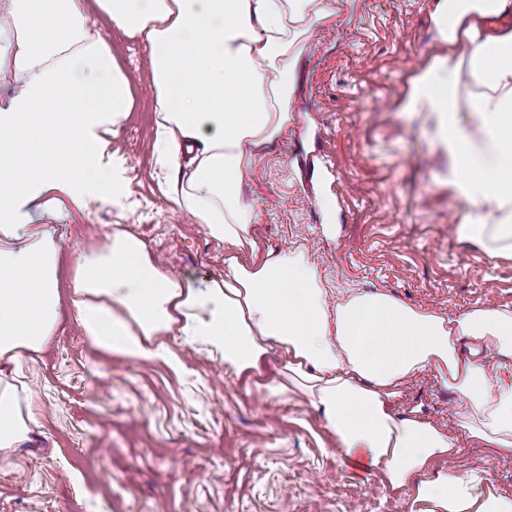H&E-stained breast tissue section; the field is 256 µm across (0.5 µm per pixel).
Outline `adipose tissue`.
Segmentation results:
<instances>
[{"label":"adipose tissue","mask_w":512,"mask_h":512,"mask_svg":"<svg viewBox=\"0 0 512 512\" xmlns=\"http://www.w3.org/2000/svg\"><path fill=\"white\" fill-rule=\"evenodd\" d=\"M114 25L143 42L156 76L157 161L166 198L208 235L224 241V274L206 284L166 272L145 245L121 230L80 254L68 300L96 346L132 360L177 363L160 337L205 346L236 374L261 373L272 350L286 378L307 392L341 452L363 454L392 489L412 487L409 512H512V497L473 471L436 469L455 455L446 433L399 416L403 385L433 369L463 400L471 438L512 458V380L476 356L469 340L512 359V310L484 306L455 319L407 306L379 290L338 298L324 288L303 248L254 249L255 204L243 195L256 158L292 122L298 58L333 0H97ZM512 0H439L440 37L462 50L418 73L402 104L435 128L448 157L445 180L468 210V235L492 256L512 253V29L464 27L472 16L503 15ZM477 91L464 103L462 73ZM0 451L31 440L7 373L40 351L61 317L58 237L46 217L63 201L88 208L119 181L110 135L128 109L127 79L95 37L83 0H0Z\"/></svg>","instance_id":"1"}]
</instances>
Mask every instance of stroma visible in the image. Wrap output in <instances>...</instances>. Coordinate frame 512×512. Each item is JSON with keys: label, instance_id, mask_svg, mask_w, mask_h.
<instances>
[{"label": "stroma", "instance_id": "obj_1", "mask_svg": "<svg viewBox=\"0 0 512 512\" xmlns=\"http://www.w3.org/2000/svg\"><path fill=\"white\" fill-rule=\"evenodd\" d=\"M438 0H334L300 57L293 122L244 184L259 212L258 252L304 247L326 287L379 289L454 319L512 308V256L490 257L462 231L467 209L443 179L447 159L423 114L402 111L416 74L450 45L437 34ZM92 34L128 79L129 109L112 138L123 197L104 189L88 209L56 220L69 244L58 289L80 252L113 228L141 240L174 275L204 284L224 272L226 247L162 196L155 154L156 86L147 50L96 0ZM179 362L104 352L65 311L52 339L24 359L19 389L36 394L31 443L0 464V512H408L411 492L344 457L336 436L296 388L268 391L283 365L235 375L183 337H164ZM461 401L434 370L403 387L397 409L447 433L445 471L476 469L512 496V463L471 439Z\"/></svg>", "mask_w": 512, "mask_h": 512}]
</instances>
